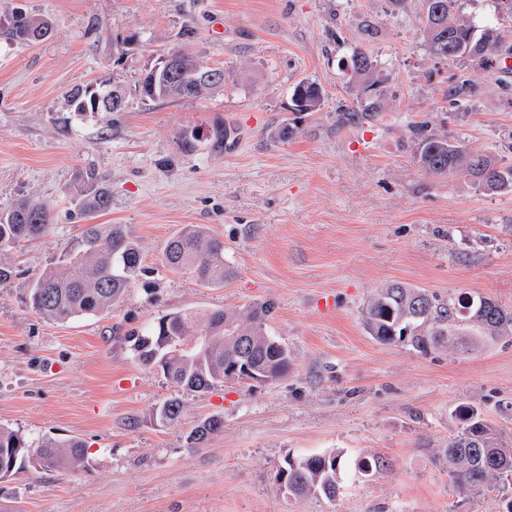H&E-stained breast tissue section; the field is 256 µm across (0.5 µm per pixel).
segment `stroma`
Segmentation results:
<instances>
[{"instance_id":"1","label":"stroma","mask_w":512,"mask_h":512,"mask_svg":"<svg viewBox=\"0 0 512 512\" xmlns=\"http://www.w3.org/2000/svg\"><path fill=\"white\" fill-rule=\"evenodd\" d=\"M476 28L509 49L490 67L429 56L420 0H0L50 17L32 46L0 36V211L53 205L55 227L14 256L0 284V424L27 442L85 444L71 473L28 462L0 482L21 512H491L493 492L460 493L438 458L460 431L459 406L512 437V336L475 352L381 344L362 325L369 296L398 281L441 298L463 293L512 307V192H479L416 162L413 124L512 158V19L495 0H460ZM190 46L223 67L203 97L154 101L140 79L161 50ZM371 51L376 85L353 74L352 48ZM120 81L122 112H69L64 96ZM323 90L315 112L289 109L294 84ZM377 120L345 123L368 92ZM224 125L223 142L211 139ZM203 141L185 151V133ZM95 166L112 190L100 224H124L143 271L104 317L54 322L27 300L31 276L82 227L71 213L76 173ZM189 224L224 243L234 269L205 288L169 272L162 254ZM270 301V331L291 371L275 384L176 387L138 363L124 341L185 308L247 310ZM179 397L177 423L153 412ZM223 433L196 448L204 417ZM343 452L336 500L286 497L273 476L286 458ZM381 455L362 474L353 463ZM224 429V417L212 415L200 421L187 435L186 441L191 448H196L221 433Z\"/></svg>"}]
</instances>
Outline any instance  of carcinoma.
Listing matches in <instances>:
<instances>
[{
    "mask_svg": "<svg viewBox=\"0 0 512 512\" xmlns=\"http://www.w3.org/2000/svg\"><path fill=\"white\" fill-rule=\"evenodd\" d=\"M426 11L441 10L444 32L459 50L448 51L442 33L424 27L425 50L433 57L471 61L488 67L499 57L504 45L496 29L488 27L475 36L474 26L459 16L458 0H424ZM18 25L0 33L19 45L34 43L31 34L53 27L51 19L15 13ZM178 58L173 79H153L148 73L141 81L142 94L151 100L197 98L224 85L199 82L209 71L193 55L173 51ZM351 61L356 74L367 78L375 70L372 54L356 48ZM112 79L76 86L67 94L73 112L112 111ZM323 100L321 87L302 80L292 88L291 102L299 112H315ZM419 135L415 158L433 176L461 174L471 184L489 192L512 191V166L468 150L460 139L426 132V125L414 127ZM75 208L85 218L108 209L111 191L92 167L75 176ZM54 228L49 209L35 201L20 200L0 211V283L9 281L14 267L5 258L25 244L40 239ZM164 266L178 275H189L209 287L224 283L230 267L224 262V243L212 237L201 224H190L167 243ZM141 271V251L124 224H89L66 243L61 253L35 274L29 289L31 307L44 318L65 322L83 316L108 314L125 301L130 282ZM274 312L271 302L258 303L245 313L224 309H180L159 319L147 332L135 331L125 337L133 357L142 365L159 371L171 383L191 391L210 389L219 383L252 380L273 384L288 374L292 359L288 345L269 334L266 322ZM365 331L381 344L409 341L421 352L451 349L468 353L486 339L512 335V309L498 301L468 293L442 300L419 288L394 282L378 289L363 305ZM183 402L178 397L164 401L155 410L163 425L179 420ZM462 431L439 451L454 482L462 493L481 490L493 481L512 485V440H505L470 408L459 410ZM224 417L212 415L200 421L187 435L196 448L221 433ZM44 470L78 467L84 458V444L78 439L60 442L49 438L35 448L9 426L0 425V480L22 472L29 457ZM342 456L327 452L286 460L275 475L278 489L287 497L303 499L322 496L336 499L340 492Z\"/></svg>",
    "mask_w": 512,
    "mask_h": 512,
    "instance_id": "carcinoma-1",
    "label": "carcinoma"
}]
</instances>
